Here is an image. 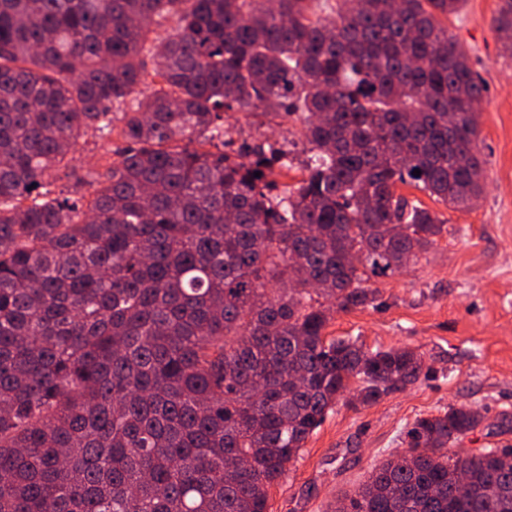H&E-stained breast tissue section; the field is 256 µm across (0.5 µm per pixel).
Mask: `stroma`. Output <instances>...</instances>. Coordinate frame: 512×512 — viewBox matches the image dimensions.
Masks as SVG:
<instances>
[{
  "mask_svg": "<svg viewBox=\"0 0 512 512\" xmlns=\"http://www.w3.org/2000/svg\"><path fill=\"white\" fill-rule=\"evenodd\" d=\"M500 0H465L447 20L468 49L485 87L478 111L477 150L485 162V190L470 209H452L411 185L399 194L419 201L447 222L420 258L393 274L371 278L377 305L334 312L328 337L356 340L365 350L407 348L421 356L426 376L379 402L355 393L338 398L286 475L269 491V512H327L384 459L406 449L407 432L421 417L451 406L478 412L481 425L456 449L512 446V55L492 26ZM299 116L269 119L240 112L224 116L225 151L242 144L289 149L292 160L277 184H296L307 157ZM126 146L120 134L77 140L74 160L56 177L69 196L87 197Z\"/></svg>",
  "mask_w": 512,
  "mask_h": 512,
  "instance_id": "35a3bbf8",
  "label": "stroma"
}]
</instances>
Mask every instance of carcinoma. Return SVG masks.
I'll list each match as a JSON object with an SVG mask.
<instances>
[{"instance_id":"cac0c4a2","label":"carcinoma","mask_w":512,"mask_h":512,"mask_svg":"<svg viewBox=\"0 0 512 512\" xmlns=\"http://www.w3.org/2000/svg\"><path fill=\"white\" fill-rule=\"evenodd\" d=\"M463 2L0 0V512H269L352 384L372 404L420 378L415 352L325 329L444 232L398 185L483 192L485 88L441 24ZM493 28L512 52V0ZM125 103L92 196L54 194ZM227 110L304 115L293 189L271 195L282 149L209 150ZM480 422L417 419L332 512H512L503 449L452 450Z\"/></svg>"}]
</instances>
